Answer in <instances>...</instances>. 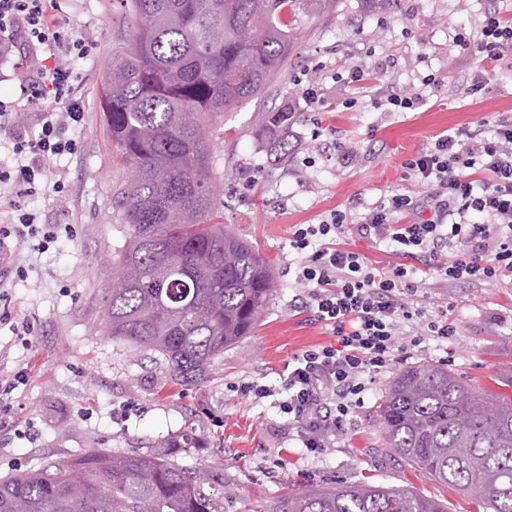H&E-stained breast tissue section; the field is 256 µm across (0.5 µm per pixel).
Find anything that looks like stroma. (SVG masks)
<instances>
[{"mask_svg":"<svg viewBox=\"0 0 512 512\" xmlns=\"http://www.w3.org/2000/svg\"><path fill=\"white\" fill-rule=\"evenodd\" d=\"M63 9L91 46L78 67L77 91L89 100L85 120L70 127L75 150L55 166L66 193L60 198L41 186L27 194L15 182L0 183V195L18 198L39 223L61 227L43 252L25 247L0 265V376L26 379L0 397V476L93 451L149 454L163 437L191 426L204 447L174 448L170 455L189 467L223 469L216 493L224 512H265L282 493L355 481L404 487L441 500L448 512H487L388 448L378 406L390 383L420 361L491 389L511 375L512 277L490 285L435 282L418 293L415 303L447 309L456 336L444 347L432 341L409 347L321 458L289 441L269 401H248L235 387L252 379L277 385L289 359L332 340L294 302L292 225L319 223L336 208L356 224L363 205L388 191L420 195L423 186L406 177L403 163L428 138L457 125L512 118V67L502 66L482 90L469 93L477 47L453 41L457 33L475 34L484 12L512 18V0H395L376 10L364 0H302L295 53L283 74L260 101L224 113V134L212 144L213 166L224 177L222 222L272 262L276 292L254 331L227 347L202 383L187 386L172 383L159 356L112 338L103 323L112 267L127 234L113 194L129 172L113 153L98 96L112 47L130 40L134 23L115 0H66ZM356 65L370 73L368 92L339 79ZM429 74L441 80L440 89L422 87ZM305 83L322 87L321 104L304 102ZM386 86L421 87L423 99L412 111H386L375 105ZM279 109L293 112L284 153L265 122L268 111ZM317 127L324 134L316 139ZM335 141L350 159L318 160ZM310 156L317 160L311 168ZM249 175L255 182L246 189Z\"/></svg>","mask_w":512,"mask_h":512,"instance_id":"stroma-1","label":"stroma"}]
</instances>
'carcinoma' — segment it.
Listing matches in <instances>:
<instances>
[{
    "label": "carcinoma",
    "mask_w": 512,
    "mask_h": 512,
    "mask_svg": "<svg viewBox=\"0 0 512 512\" xmlns=\"http://www.w3.org/2000/svg\"><path fill=\"white\" fill-rule=\"evenodd\" d=\"M135 22L112 46L99 104L131 172L117 190L128 240L106 332L199 383L250 334L275 292L269 266L212 220L224 204L211 160L221 113L261 97L293 52L297 0H118ZM497 390L433 364L405 369L379 405L389 447L431 480L512 512V375ZM193 428L161 448H198ZM218 468L160 454L88 453L0 479V512H221ZM270 512H445L431 498L369 483L278 497Z\"/></svg>",
    "instance_id": "cac0c4a2"
}]
</instances>
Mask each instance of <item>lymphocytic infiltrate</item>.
I'll return each instance as SVG.
<instances>
[{
  "label": "lymphocytic infiltrate",
  "instance_id": "f902f5d3",
  "mask_svg": "<svg viewBox=\"0 0 512 512\" xmlns=\"http://www.w3.org/2000/svg\"><path fill=\"white\" fill-rule=\"evenodd\" d=\"M61 2L0 0V60L34 74L21 84L17 99L0 101V130L19 159L16 167L0 166V183H48L57 194L64 193L65 183L56 178L52 161L73 152L67 124L83 119L84 107L74 97V64L90 53ZM477 48L476 90L512 58V19L485 12ZM34 107L43 114L35 133L21 120ZM404 167L426 185V194L390 193L367 207L354 226L340 209L319 223L293 225L289 246L298 258L294 282L302 307L310 323L323 326L335 341L295 355L279 386L251 380L236 388L242 398L271 400L289 439L315 458L335 447L350 415L408 345L426 339L444 344L456 334L446 311L411 303L426 286L417 265L448 283L494 284L512 272L511 118L485 130L462 125L435 135ZM0 208L15 216L10 227L0 229L1 246L10 238L29 245L56 239V225L36 223L14 199H0ZM349 230L396 256V263L383 270L345 247Z\"/></svg>",
  "mask_w": 512,
  "mask_h": 512
}]
</instances>
